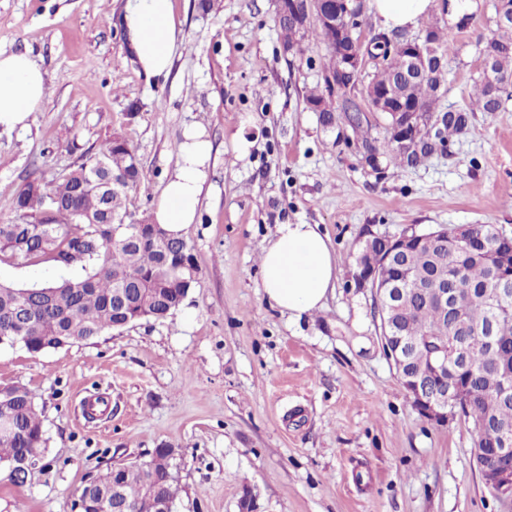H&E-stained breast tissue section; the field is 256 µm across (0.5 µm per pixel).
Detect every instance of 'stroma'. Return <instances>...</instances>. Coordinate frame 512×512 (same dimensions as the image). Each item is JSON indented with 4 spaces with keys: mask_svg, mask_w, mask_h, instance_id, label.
I'll use <instances>...</instances> for the list:
<instances>
[{
    "mask_svg": "<svg viewBox=\"0 0 512 512\" xmlns=\"http://www.w3.org/2000/svg\"><path fill=\"white\" fill-rule=\"evenodd\" d=\"M126 0H0V50L25 52L47 94L29 128H0V222L26 180L60 179L114 134L144 177L135 219L152 212L186 127L212 144L208 192L186 237L199 284L160 321L30 354L0 347V386L35 395L45 443L24 484L0 465V512H73L116 462L174 449V512H511L473 462L474 432L415 409L385 356L370 292L353 275L365 230L489 224L512 237V96L474 113L447 155L373 172L305 108L326 44L283 51L275 0H173L183 31L167 79L131 62ZM464 17L434 11L453 47L444 108L474 93L494 0ZM251 147L240 155L239 140ZM316 224L334 250L325 305L293 317L260 285V252L281 224Z\"/></svg>",
    "mask_w": 512,
    "mask_h": 512,
    "instance_id": "1",
    "label": "stroma"
}]
</instances>
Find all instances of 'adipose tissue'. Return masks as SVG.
<instances>
[{
  "label": "adipose tissue",
  "mask_w": 512,
  "mask_h": 512,
  "mask_svg": "<svg viewBox=\"0 0 512 512\" xmlns=\"http://www.w3.org/2000/svg\"><path fill=\"white\" fill-rule=\"evenodd\" d=\"M385 31L419 27L434 0H371ZM132 62L146 76L167 78L182 39L172 0H127L121 18ZM46 95L41 68L24 53L0 52V127L28 126ZM213 147L203 128L185 129L175 168L153 210L156 223L181 236L198 219ZM261 285L267 299L294 316L322 308L336 278L333 250L316 224H281L262 247Z\"/></svg>",
  "instance_id": "adipose-tissue-1"
}]
</instances>
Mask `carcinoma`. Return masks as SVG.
<instances>
[{"instance_id":"cac0c4a2","label":"carcinoma","mask_w":512,"mask_h":512,"mask_svg":"<svg viewBox=\"0 0 512 512\" xmlns=\"http://www.w3.org/2000/svg\"><path fill=\"white\" fill-rule=\"evenodd\" d=\"M278 26L284 46L295 49L313 33L323 37L319 22L300 31L290 21ZM422 34L429 36L435 56L446 59L452 44L449 29L437 21L422 23ZM412 38L408 30L390 36L380 34L363 47L369 56L381 63L373 64L366 73V84L382 88L389 70L400 66V45ZM480 52L494 54L499 73L512 78V24L497 26V33L487 39ZM447 67L432 70L407 89L403 105L417 112L435 113ZM474 99L466 109L447 110L448 124L443 126L452 138L466 132L475 112H486L493 96L490 85L482 78L474 79ZM384 160L399 168L413 167L432 156L426 143L406 154L383 137ZM135 153L124 139L113 140L97 154L81 155V162L58 181L40 179L26 181L14 198L16 219L0 223V263L38 265L50 263L62 268H79L81 273L53 284L17 286L0 281V333L20 336V346L28 352L41 353L61 338L77 343L90 341L112 329L116 316L112 300L125 282L139 281L145 290L130 297L135 308L144 307L162 320L182 303L180 288L166 266L174 259L146 240L131 251L126 244L131 216L130 192L143 178L140 164L133 163ZM127 168L129 182L118 197L112 196V169ZM485 236L496 254L506 253L512 245L501 241L485 225L474 226ZM379 281L403 280L407 287L418 282L420 288L393 312L392 321L398 333L408 340H420V351L412 365L424 368L429 354L460 336L470 337L469 371L460 379L469 386L473 397L462 399L456 406L459 417L472 424L476 438L474 447L490 445L500 437L503 427L512 428V403L496 401L492 395L502 386L500 371L491 369L489 355L474 326L488 317L496 319V336L500 341L501 366L512 368V294L500 296L496 274L478 252L456 240L453 232L436 245L413 247L403 261L373 269ZM448 278V284L460 288L456 307L467 312L468 319L459 322L454 312L439 313L433 302V285ZM16 396L7 403V411L19 425L14 440L1 441L0 447L15 454L44 443L43 423L35 404V395L26 387H10ZM124 495L131 512H149L151 499L162 497L173 501L177 493L174 463L162 449L154 450L150 459L129 465L122 474Z\"/></svg>"}]
</instances>
